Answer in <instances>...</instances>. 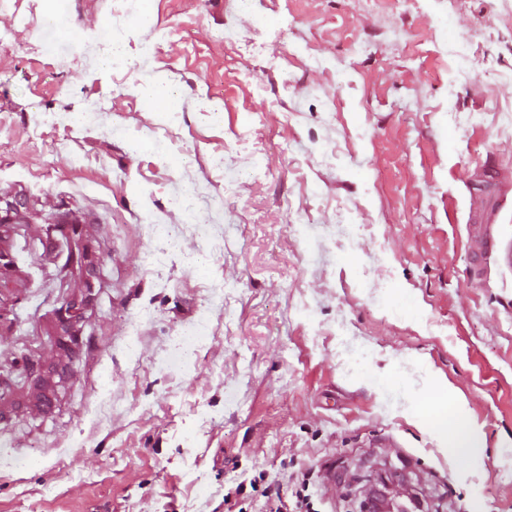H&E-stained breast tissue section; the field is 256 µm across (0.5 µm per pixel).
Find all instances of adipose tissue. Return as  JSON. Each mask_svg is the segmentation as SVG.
Segmentation results:
<instances>
[{"label":"adipose tissue","mask_w":512,"mask_h":512,"mask_svg":"<svg viewBox=\"0 0 512 512\" xmlns=\"http://www.w3.org/2000/svg\"><path fill=\"white\" fill-rule=\"evenodd\" d=\"M412 407L419 424L434 432L441 442L451 444L458 456H472L481 448L479 430L465 423V403L454 396L446 381L435 379L431 390L413 397Z\"/></svg>","instance_id":"1"}]
</instances>
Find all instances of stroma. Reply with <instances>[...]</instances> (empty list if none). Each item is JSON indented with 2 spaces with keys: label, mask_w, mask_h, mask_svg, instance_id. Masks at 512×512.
<instances>
[{
  "label": "stroma",
  "mask_w": 512,
  "mask_h": 512,
  "mask_svg": "<svg viewBox=\"0 0 512 512\" xmlns=\"http://www.w3.org/2000/svg\"><path fill=\"white\" fill-rule=\"evenodd\" d=\"M43 9L0 0V199L26 203L0 233V512H255L300 470L347 512L365 463L435 512H512V266L468 263L470 225L512 248V114L486 109L512 103V0H61L106 34L51 54ZM157 74L174 111L137 92ZM385 370L446 377L477 455Z\"/></svg>",
  "instance_id": "stroma-1"
}]
</instances>
